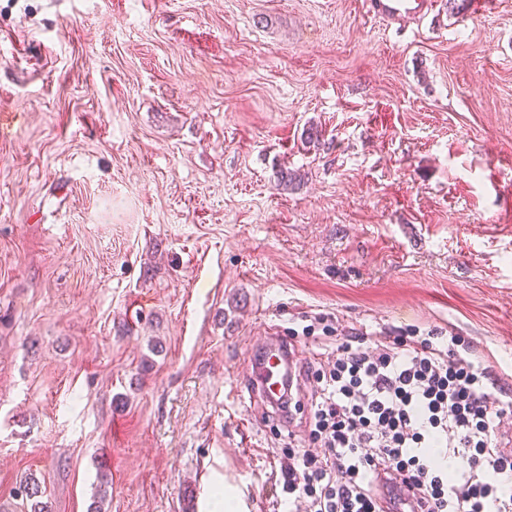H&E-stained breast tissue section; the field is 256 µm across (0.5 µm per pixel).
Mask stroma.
I'll use <instances>...</instances> for the list:
<instances>
[{"label":"stroma","instance_id":"1","mask_svg":"<svg viewBox=\"0 0 512 512\" xmlns=\"http://www.w3.org/2000/svg\"><path fill=\"white\" fill-rule=\"evenodd\" d=\"M431 2L0 0V512L27 476L48 512H286L361 333L462 337L512 389V0ZM267 327L288 425L227 400ZM430 4L429 0H368L367 11L370 15L399 23L408 17L420 16Z\"/></svg>","mask_w":512,"mask_h":512}]
</instances>
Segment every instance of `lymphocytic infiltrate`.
<instances>
[{"label":"lymphocytic infiltrate","mask_w":512,"mask_h":512,"mask_svg":"<svg viewBox=\"0 0 512 512\" xmlns=\"http://www.w3.org/2000/svg\"><path fill=\"white\" fill-rule=\"evenodd\" d=\"M314 455L291 450L283 492L306 512H381L387 483L429 512H512V453L497 430L512 398L460 337L345 341L317 373Z\"/></svg>","instance_id":"f902f5d3"}]
</instances>
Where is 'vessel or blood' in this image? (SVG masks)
Listing matches in <instances>:
<instances>
[{
	"label": "vessel or blood",
	"mask_w": 512,
	"mask_h": 512,
	"mask_svg": "<svg viewBox=\"0 0 512 512\" xmlns=\"http://www.w3.org/2000/svg\"><path fill=\"white\" fill-rule=\"evenodd\" d=\"M429 4L430 0H367V11L379 19L397 23L421 15ZM253 351V376L247 389L237 390V397L261 399L284 422H291L295 369L300 363L298 347L270 330L256 339Z\"/></svg>",
	"instance_id": "1"
}]
</instances>
